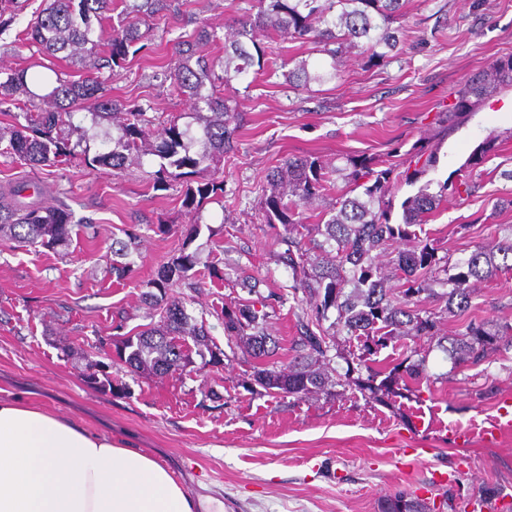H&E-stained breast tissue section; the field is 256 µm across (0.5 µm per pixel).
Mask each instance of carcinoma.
<instances>
[{"mask_svg":"<svg viewBox=\"0 0 512 512\" xmlns=\"http://www.w3.org/2000/svg\"><path fill=\"white\" fill-rule=\"evenodd\" d=\"M256 13L248 12L217 27L202 22L185 39L175 43L178 62L164 74L168 95L183 97L187 112H156L136 101L112 98L109 82L138 56L152 49L155 21L178 17L179 0H49L17 34L23 46L36 48L46 57H61L83 71L80 79L63 76L53 64H43L52 76L33 81L51 86L45 94L28 86V71L38 63L0 70V114L13 124L0 129V156L20 165L55 166L73 160L88 168L112 169L121 178L128 168L151 154L163 160L152 187L168 180L187 178L181 206L194 217L203 205L224 199V179L210 175L198 181L190 176L207 170L234 148L242 115L240 98L249 96L250 76L266 73L276 65L264 40L274 34L309 44L333 60L331 66L315 71L306 59H290L293 67L282 73L298 92L311 84L330 83L339 76L336 60L356 51L364 64L378 66L400 51L404 30L394 26L404 16L406 0H255ZM512 90V55L493 59L455 92L447 112L461 117L485 98ZM91 116L95 133L73 123L74 116ZM79 134L76 143L69 133ZM112 148L90 154V147L76 151L90 138ZM494 134L478 147L465 163L467 174L459 182L445 181L432 193L425 185L401 203V223H390L394 190L398 183L414 184L434 166L435 154L414 148L410 161L414 171H398V165L375 158H347L332 168L309 154L281 159L268 173L261 197L264 221L275 232L281 250L278 264L291 272L289 285L294 301H307L309 308L297 317L290 347L291 360L277 369L271 360L278 355L279 342L265 332L269 310L282 302L275 293L255 300L224 304L218 318L228 341L242 344L254 361L252 380L265 392L300 397L313 389L330 391L335 384L314 369L329 363L336 348L335 334L323 327L329 312L336 313L332 326L362 339L361 356L372 355L399 330L410 336L435 335L437 313L425 308L434 295L432 272L441 268L449 285L445 310L465 315L471 308L470 280H493L512 272V241L477 247L470 256L454 264L438 257V248L421 239L414 226H421L437 211L446 195H468L473 174L496 147ZM46 189L18 178L0 186V240L19 248H42L58 252L68 248L73 236L94 227L91 219L74 221L72 212L40 202ZM147 230L166 234L162 222L145 221ZM141 225L123 230L125 238L112 242L109 274L120 282L132 272L131 254L138 250ZM413 239L410 249L397 251L393 273L375 265L372 252L383 246ZM197 253L184 252L161 263L142 292L150 323L129 334L124 316L113 329L112 358L132 375H164L184 371L199 357L201 367L223 364L224 350L208 343V332L186 313L185 292H197L205 278H224L215 262L199 271ZM353 290L345 291L347 285ZM512 334V325L469 320L451 340L448 353L463 362L478 365L498 350L502 338ZM191 339L193 346L185 345ZM106 365L92 356L84 357V381L112 394L125 393L104 371ZM386 512H427V507L399 495Z\"/></svg>","mask_w":512,"mask_h":512,"instance_id":"1","label":"carcinoma"}]
</instances>
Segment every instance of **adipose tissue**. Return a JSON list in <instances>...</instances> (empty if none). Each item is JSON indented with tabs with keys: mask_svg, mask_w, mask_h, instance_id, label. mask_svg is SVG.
<instances>
[{
	"mask_svg": "<svg viewBox=\"0 0 512 512\" xmlns=\"http://www.w3.org/2000/svg\"><path fill=\"white\" fill-rule=\"evenodd\" d=\"M0 512H224L150 454L13 398L0 402Z\"/></svg>",
	"mask_w": 512,
	"mask_h": 512,
	"instance_id": "adipose-tissue-1",
	"label": "adipose tissue"
}]
</instances>
